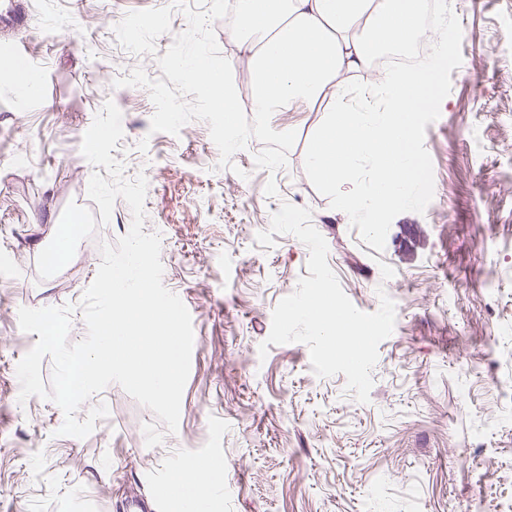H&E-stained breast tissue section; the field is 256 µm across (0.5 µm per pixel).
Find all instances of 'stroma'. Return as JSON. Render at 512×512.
<instances>
[{"label":"stroma","instance_id":"1","mask_svg":"<svg viewBox=\"0 0 512 512\" xmlns=\"http://www.w3.org/2000/svg\"><path fill=\"white\" fill-rule=\"evenodd\" d=\"M458 31L446 49L412 143L436 189L427 206L391 202L351 224L336 194L303 164L324 115L294 103L274 130L296 142L276 174L257 168L256 139L220 166L209 126L151 133L146 88L118 87L141 58L116 40L132 11L171 0H0V60L36 71L28 92L0 79V310L79 305L132 213L81 240L74 262L40 278L37 258L69 203L90 211L94 172L80 152L106 101L122 112L114 156L126 179L145 175V221L161 237L162 281L190 312L194 346L179 425L110 384L77 411L107 404L78 439L58 435L52 401L20 400L16 367L38 341L0 320V512H120L156 498L177 512L170 485L188 463L224 466L226 497L211 512H503L512 504V0H435ZM98 16L87 27L86 13ZM147 151H140V142ZM277 177V196L265 194ZM311 211L328 263L359 310L394 282V331L381 342L368 402L338 374L317 376L302 343L267 344L272 313L307 276L294 235L259 245L263 216L282 203ZM267 355H260V344Z\"/></svg>","mask_w":512,"mask_h":512}]
</instances>
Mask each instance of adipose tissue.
<instances>
[{"label": "adipose tissue", "instance_id": "obj_1", "mask_svg": "<svg viewBox=\"0 0 512 512\" xmlns=\"http://www.w3.org/2000/svg\"><path fill=\"white\" fill-rule=\"evenodd\" d=\"M237 42L255 74L250 101L226 91L219 72L188 66L220 99L225 116H270L301 102L325 113L306 167L328 189L339 190L344 210L371 220L386 199H407L417 158L410 148L417 112L427 100L428 71L398 70L364 87L381 106L358 109L350 97L353 71L369 68L381 50L403 51L421 34L423 0H235ZM369 161L370 190L355 188L359 161ZM212 483L187 468L172 484L182 512H207Z\"/></svg>", "mask_w": 512, "mask_h": 512}]
</instances>
